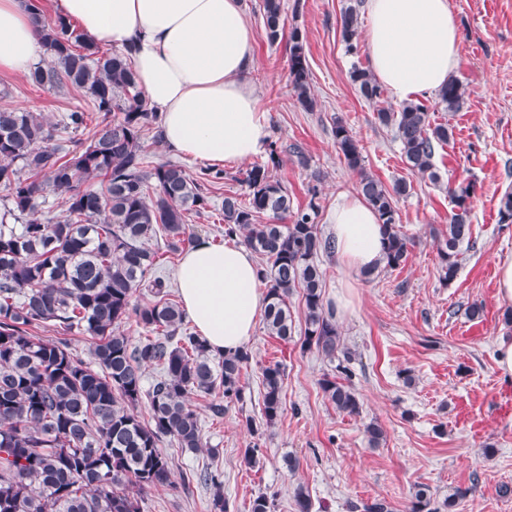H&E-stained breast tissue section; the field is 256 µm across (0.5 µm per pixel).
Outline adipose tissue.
I'll list each match as a JSON object with an SVG mask.
<instances>
[{
  "label": "adipose tissue",
  "mask_w": 512,
  "mask_h": 512,
  "mask_svg": "<svg viewBox=\"0 0 512 512\" xmlns=\"http://www.w3.org/2000/svg\"><path fill=\"white\" fill-rule=\"evenodd\" d=\"M52 9L95 43L131 49L137 83L170 149L213 166L266 153L269 124L247 79L254 33L240 0H52ZM367 14L370 69L394 102L439 91L458 69L450 0H367ZM42 36L29 0H0V74L28 71ZM327 219L348 276L382 264L383 227L362 196L342 195ZM177 278L183 310L213 353L248 342L267 304L250 250L197 241Z\"/></svg>",
  "instance_id": "1"
}]
</instances>
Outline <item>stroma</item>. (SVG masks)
Segmentation results:
<instances>
[{"mask_svg":"<svg viewBox=\"0 0 512 512\" xmlns=\"http://www.w3.org/2000/svg\"><path fill=\"white\" fill-rule=\"evenodd\" d=\"M260 0H242L254 31L255 61L248 75L260 98L270 139L283 146L272 173L287 188L294 207L316 202L321 235L337 198L354 193L357 175L340 158L332 134L342 120L363 147L365 167L385 184L406 178L410 196L397 202L399 222L409 239L408 258L396 269L381 268L359 279L352 306L337 312L340 343L354 355L352 381L360 402L356 416L336 411L320 388L334 364L299 338L281 340L257 323L246 344L252 358L241 377L242 401L214 416L206 399L194 405L208 451L192 452L164 439L173 464V484L144 493L142 512H211L212 492L183 475L215 466L224 473L229 512H248L254 497L275 496V512H295L293 490L308 488L313 512H350L353 502L386 499L394 512H408L415 485L429 487L437 500L457 493L453 512H512V379L495 364L496 338L507 322L497 301L496 269L512 255V224L498 221V204L512 188V0H451L460 28L461 64L456 79L467 90L458 112L432 106L431 119L449 123L454 138L435 164L440 180L431 183L407 169L393 129L377 120L389 95L369 101L350 79L353 64L368 66L367 51L347 53L338 20L346 0H284L285 30L306 38L315 111H304L288 83L287 41L269 44ZM74 89L33 85L27 75H0V106L9 105L57 122L69 109L87 105ZM300 145L308 166H300L289 145ZM245 161L225 162L224 178L207 212L191 215L187 231L220 245L225 241L221 203L225 196L247 200ZM476 184L472 224L474 249L466 253L452 284L440 279L433 235L445 231L451 203L448 189ZM318 187L310 196L309 187ZM481 307L470 318L469 306ZM280 364L284 374L283 413L274 426L262 416V370ZM253 427H246V419ZM385 432L379 447L364 434L368 423ZM259 444L260 464L246 468L245 448ZM295 457L296 473L282 467Z\"/></svg>","mask_w":512,"mask_h":512,"instance_id":"obj_1","label":"stroma"}]
</instances>
